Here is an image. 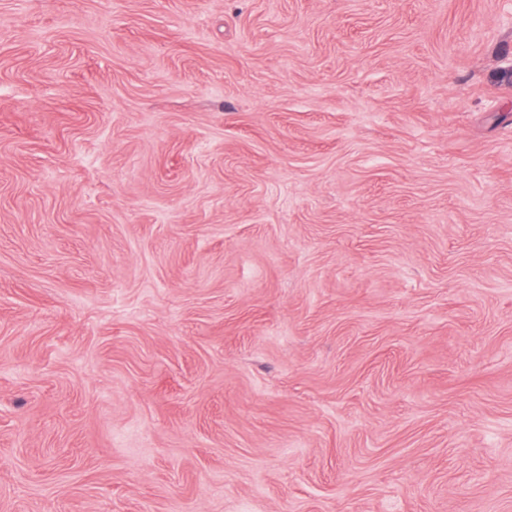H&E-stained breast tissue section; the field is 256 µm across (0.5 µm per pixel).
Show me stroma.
<instances>
[{"instance_id":"stroma-1","label":"stroma","mask_w":512,"mask_h":512,"mask_svg":"<svg viewBox=\"0 0 512 512\" xmlns=\"http://www.w3.org/2000/svg\"><path fill=\"white\" fill-rule=\"evenodd\" d=\"M0 512H512V0H0Z\"/></svg>"}]
</instances>
